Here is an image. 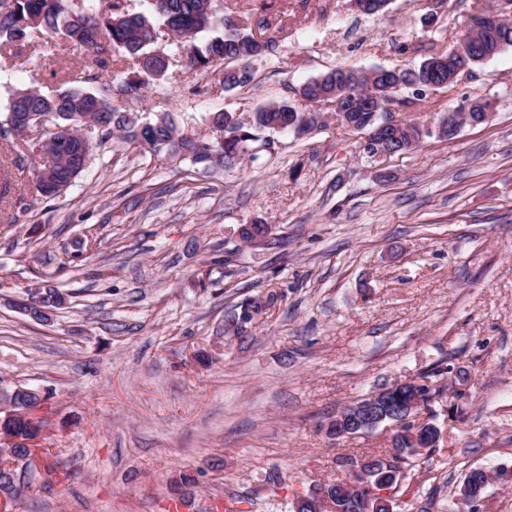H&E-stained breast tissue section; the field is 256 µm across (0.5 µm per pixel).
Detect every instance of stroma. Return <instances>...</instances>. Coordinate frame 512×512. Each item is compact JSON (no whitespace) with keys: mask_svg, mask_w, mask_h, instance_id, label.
Segmentation results:
<instances>
[{"mask_svg":"<svg viewBox=\"0 0 512 512\" xmlns=\"http://www.w3.org/2000/svg\"><path fill=\"white\" fill-rule=\"evenodd\" d=\"M219 11L267 27L274 51L244 89L190 67L176 45L165 79L113 106L169 114L208 137L216 111L250 118L269 102L301 105L304 84L330 69L413 68L448 50L496 0H391L368 16L351 0H216ZM111 71L60 41L54 54L0 55V120L11 88L59 91L65 72L96 91L136 71ZM489 102L492 119L437 136L448 110ZM307 135L261 132L255 161L217 173L113 137L61 195L31 190L32 161L0 150L11 185L0 202V391L44 387L42 458L0 512H167L187 478L183 512L230 497L253 512L343 477L349 455H381L391 434L339 438L337 413L370 392L430 373L451 413L434 465L402 482L396 512H468L469 468L489 470L481 512H512V47L394 111L425 130L414 151L378 158L366 135L340 128L332 105ZM391 172L392 180L377 178ZM272 225L247 243L242 225ZM91 251L71 257L87 236ZM65 294L50 323L16 303L27 289ZM260 310L225 330L242 303ZM211 355L201 367L193 354ZM286 489L270 499V479Z\"/></svg>","mask_w":512,"mask_h":512,"instance_id":"35a3bbf8","label":"stroma"}]
</instances>
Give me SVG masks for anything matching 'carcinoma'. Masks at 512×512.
<instances>
[{"label":"carcinoma","instance_id":"carcinoma-1","mask_svg":"<svg viewBox=\"0 0 512 512\" xmlns=\"http://www.w3.org/2000/svg\"><path fill=\"white\" fill-rule=\"evenodd\" d=\"M149 13H132L125 0H0V53L18 57L23 47L38 33L44 37L63 33L65 38L76 46L93 52V63L104 70L112 68V62L120 60V55L137 58L139 70L128 76L122 83L126 95L140 98L146 82L164 79L169 62L156 54L154 22L167 27L175 40L183 48L190 66L202 71L222 70L224 89L233 90L245 87L253 80V62L270 54L276 47L273 37L266 35L261 27L253 31L245 19L237 15L218 14L213 0H147ZM478 32L473 38L476 54H483L491 44L508 38L512 42V24L500 23L494 30L481 29V22L469 32ZM202 33L210 34L201 44L196 39ZM455 64L451 54L434 55L428 58L414 74L428 76L439 69L448 71ZM78 78L71 79L73 86L54 94L27 95L25 89L11 92L7 111L30 112L45 118V123L55 127L56 139L69 140L72 152L43 158L37 146L25 144L32 157L44 160L33 164L35 183L33 192L45 198L58 196L71 186L83 171L77 166L81 151L80 139L75 137L84 121H89L102 135L109 138L119 134V138L135 148L160 153L188 156L192 161L211 171L234 166L246 159L252 143L257 139L253 131H263L268 127H278L283 131L292 129L290 122H298L300 112L287 103H269L256 112L252 127L244 129L247 136L241 143L239 153L231 155L224 151V145L215 137L195 139L181 136L173 122L161 126L158 120L147 123L132 121L125 114L117 116L111 107L112 83L105 82L97 92L84 90L74 85ZM366 74L356 73L347 68H336L324 76L314 79L312 90H304L305 100L312 103L323 92L339 90L341 97H359L364 94ZM51 165L54 184H43L39 171ZM5 426L17 438L30 437V423L14 417ZM392 453L388 457L370 456L359 459L347 457L340 461L346 475L370 485V512H394L393 498L381 495V491L395 492L407 476L405 465L422 458L425 468L433 466L429 450L432 444L421 433V427L413 420H402L391 430ZM489 474L482 468L472 467L465 474L460 490L481 488V494L468 503L469 512H479L484 499ZM328 495L332 505L330 512H362L357 496L350 491L348 481L319 484L305 495L296 494L291 499V512H313L317 497Z\"/></svg>","mask_w":512,"mask_h":512}]
</instances>
